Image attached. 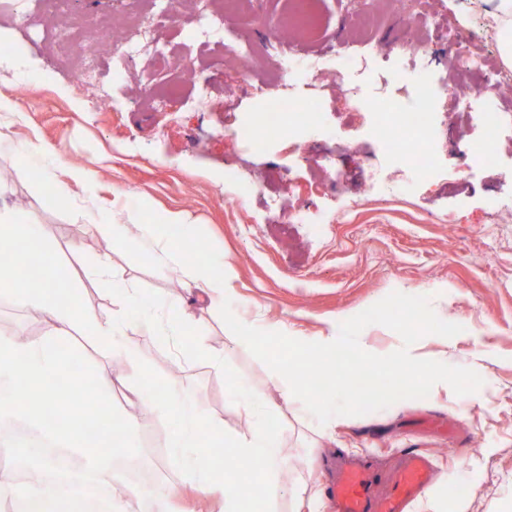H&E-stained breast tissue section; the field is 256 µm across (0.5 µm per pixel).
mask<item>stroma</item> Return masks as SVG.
I'll use <instances>...</instances> for the list:
<instances>
[{
	"instance_id": "stroma-1",
	"label": "stroma",
	"mask_w": 512,
	"mask_h": 512,
	"mask_svg": "<svg viewBox=\"0 0 512 512\" xmlns=\"http://www.w3.org/2000/svg\"><path fill=\"white\" fill-rule=\"evenodd\" d=\"M386 0H317L322 26L292 59L266 56L257 72H278L279 85L267 99L243 84L237 48L260 46L272 24L288 14V0H253L244 13L224 11L223 0H194L193 7L165 12V0H67L78 15L93 14L125 26L132 15H161L150 30H134L163 48L169 64L158 69L151 56L130 68H115L116 44L88 53L70 31L65 55L43 21V0H0V99L19 116L0 127V168L11 178L0 197L17 206L53 242L79 290L89 315L106 321L123 311L93 270L109 256L115 282L144 288L166 302H182L197 329L222 354L242 383L280 406L282 446L288 466L278 477L273 512H328V465L341 454L365 456L388 472L403 451L425 454L434 476L407 512H512V222L495 221L512 208V130L495 147L497 164L470 159L468 144L480 140L479 119L459 117L455 91L480 86L482 74L459 79L457 59L441 35L448 27L474 35L475 51L491 64L502 60L498 38H479L489 0H426L433 60L408 66L396 34L381 31L376 49L389 55L391 70L372 63L358 30H338L337 18L351 6L363 9L370 25L385 20ZM224 12V28L208 51L196 32L204 16ZM207 55L198 86L180 82L182 65ZM93 60L97 93L75 87V65ZM360 79L359 116L337 90L332 74ZM408 89L429 85L434 124L425 156L432 165L416 174L388 154L372 126L389 90L384 74ZM174 90L167 111L149 108L142 87ZM313 96L318 123L293 139L266 136L255 145L251 128L261 112L277 111L283 88ZM40 140L59 156L50 181L67 197L66 206L47 205L32 167L17 147ZM344 184L314 195L310 186L327 166ZM94 171L91 182H75L71 169ZM383 177L367 193L372 170ZM318 211L319 224H295L303 207ZM103 210L115 223L128 216L181 214L192 223L200 245L215 259L230 285L234 315L263 328L285 325L294 336H329L336 316L356 315L398 291L428 297L437 317L461 325L458 335H427L412 345L420 358L465 367L483 379L479 396L439 388L363 416H335L319 423L301 401L284 403L269 368L255 358L212 307L188 283L181 262L157 264L136 246L119 247L101 238L83 214ZM50 322L35 308L0 297V339L40 338ZM123 352L105 349L76 332L69 341L97 369L110 371L105 390L120 413L137 416L133 379L138 361L149 363L199 411L223 423L232 435L249 434L252 417L232 402L222 372L210 361L177 360L154 333L127 325ZM122 370H114L115 360ZM418 417L439 420L421 433ZM169 431L161 414L139 433L141 450L159 449L152 463L163 474L160 492L170 494L173 512H219L221 493L198 494L174 469L166 451Z\"/></svg>"
}]
</instances>
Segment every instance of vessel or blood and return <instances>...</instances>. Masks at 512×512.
<instances>
[{"label":"vessel or blood","mask_w":512,"mask_h":512,"mask_svg":"<svg viewBox=\"0 0 512 512\" xmlns=\"http://www.w3.org/2000/svg\"><path fill=\"white\" fill-rule=\"evenodd\" d=\"M431 477L430 462L415 452L404 455L384 490L380 489L376 474L366 465L348 463L337 473L331 502L336 512H405Z\"/></svg>","instance_id":"obj_1"}]
</instances>
